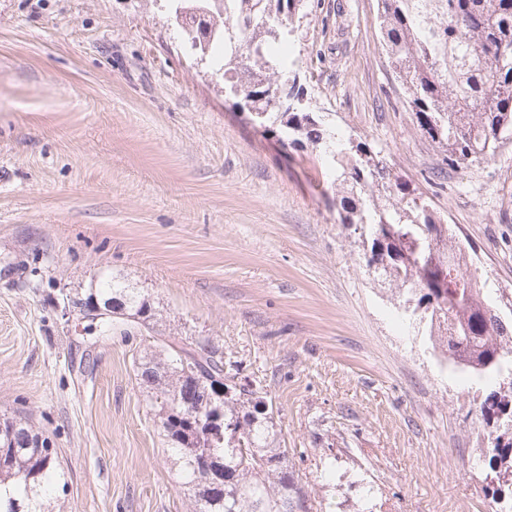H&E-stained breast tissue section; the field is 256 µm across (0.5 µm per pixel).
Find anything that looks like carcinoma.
<instances>
[{
    "mask_svg": "<svg viewBox=\"0 0 512 512\" xmlns=\"http://www.w3.org/2000/svg\"><path fill=\"white\" fill-rule=\"evenodd\" d=\"M303 0H206L215 33L199 42L212 51L230 91L253 103L254 125L292 147L320 150L333 174L341 223L374 236L366 266L398 290L400 302L430 309L426 329L433 350L469 373L500 380L512 375V317L497 321L512 292L492 298L472 278L470 255L448 234L432 206L390 168L381 152L328 129L298 106L299 94L276 98L290 60L279 49L295 32ZM379 30L418 130L459 167L495 156L512 132V0H378ZM122 319L151 317L144 296L118 277L92 292ZM205 374L197 392L203 412L175 401L188 384L185 366ZM150 393L158 428L178 466L180 485L195 512H312L302 477L280 446L273 404L263 387L241 375L238 362L206 340L187 346L162 340L136 362ZM492 391L481 407L497 418L485 453L497 512H512V420L509 403ZM11 440H0V512H46L43 500L67 484L49 441L28 422L4 419ZM212 445L200 447L204 431Z\"/></svg>",
    "mask_w": 512,
    "mask_h": 512,
    "instance_id": "cac0c4a2",
    "label": "carcinoma"
}]
</instances>
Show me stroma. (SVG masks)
Returning <instances> with one entry per match:
<instances>
[{
  "label": "stroma",
  "mask_w": 512,
  "mask_h": 512,
  "mask_svg": "<svg viewBox=\"0 0 512 512\" xmlns=\"http://www.w3.org/2000/svg\"><path fill=\"white\" fill-rule=\"evenodd\" d=\"M174 0H0V415L50 440L52 512H194L134 360L209 342L273 403L313 512H493L480 406L365 265L317 152L247 120ZM307 111L367 142L512 290V138L453 168L416 129L377 0H304ZM117 276L149 326L102 333L65 299Z\"/></svg>",
  "instance_id": "1"
}]
</instances>
